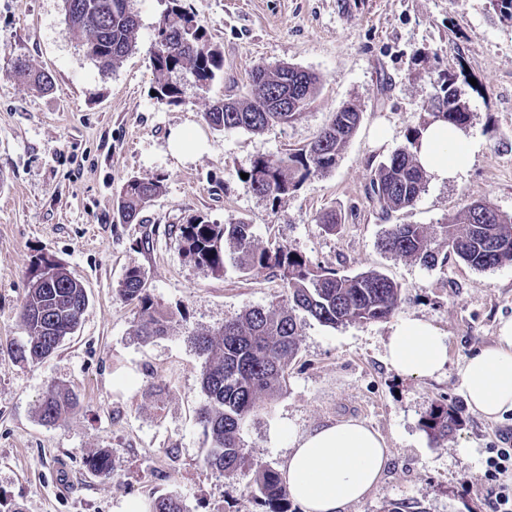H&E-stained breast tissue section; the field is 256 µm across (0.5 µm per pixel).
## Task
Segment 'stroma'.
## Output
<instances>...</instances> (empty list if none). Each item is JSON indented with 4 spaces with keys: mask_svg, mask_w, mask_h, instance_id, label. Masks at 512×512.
<instances>
[{
    "mask_svg": "<svg viewBox=\"0 0 512 512\" xmlns=\"http://www.w3.org/2000/svg\"><path fill=\"white\" fill-rule=\"evenodd\" d=\"M223 53L207 87L181 79L182 101L151 91L150 50L166 0H130L139 21L135 50L109 75L73 39L64 0H0V512H122L177 496L185 512H265L250 474L204 463L210 436L197 418L204 360L190 336L269 307L285 290L271 271L213 274L187 256L179 227L190 216L251 224L259 247L285 246L341 274L375 270L403 289L394 318L331 327L298 313L299 351L288 382L261 400L242 428L253 462L280 469L295 438L341 418L378 432L393 452L379 483L348 512H496L486 474L492 448L512 447V415L492 422L466 408L460 371L512 319V263L476 270L458 257L430 267L386 252L393 224L452 223L475 201L512 216V22L490 0H183ZM48 71L42 93L11 73L15 58ZM294 64L320 79L292 122L262 133L217 131L213 101L241 99L254 66ZM467 102L471 157L457 178L426 181L415 204L384 211L371 191L376 168L409 145V132L447 78ZM362 113L327 173L301 181L280 201L242 178L253 161L312 141L343 105ZM198 132L206 148L179 160L171 130ZM383 128L387 137L375 143ZM164 189L131 224L118 194L130 178ZM335 213L337 226L320 224ZM37 256L58 261L88 295L76 332L40 363L12 360L21 306ZM144 271L154 305L171 316L167 335L132 334L135 304L119 294L130 268ZM421 318L448 338L436 378L398 377L385 344L395 319ZM77 395L75 411L44 424L50 387ZM439 403L461 411L460 427L433 440L424 420ZM109 452L112 473L87 470Z\"/></svg>",
    "mask_w": 512,
    "mask_h": 512,
    "instance_id": "obj_1",
    "label": "stroma"
}]
</instances>
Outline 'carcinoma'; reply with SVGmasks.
Segmentation results:
<instances>
[{
  "mask_svg": "<svg viewBox=\"0 0 512 512\" xmlns=\"http://www.w3.org/2000/svg\"><path fill=\"white\" fill-rule=\"evenodd\" d=\"M168 5L155 29L151 60L158 75L155 98L167 104L181 102L180 86L168 76L187 71L201 87L208 86L221 71L223 56L212 44L204 28L186 10L182 0ZM69 27L107 76L136 47L138 22L129 0H65ZM14 75L33 89L45 92L52 78L19 59ZM319 77L293 65L273 69L256 67L251 74L249 98L243 102L216 100L205 112L207 123L216 130H245L260 133L272 124H287L309 105L318 90ZM434 118L466 128L470 113L459 97L453 79L432 98ZM361 112L346 105L334 113L330 124L307 145L281 156L256 159L247 173L253 191L278 201L294 191L299 182L314 173H324L354 134ZM426 172L415 155L406 149L395 152L371 178L373 194L385 210L397 211L414 205ZM163 191L161 181L128 179L118 197V213L125 223L137 220L144 206ZM186 253L197 264L220 275L227 267L243 275L271 270L286 290L284 304L272 308H250L224 322L212 334L189 337L199 355L205 357L202 390L205 401L198 416L212 439L205 458L207 467L226 476L252 472L256 496L266 512H287V489L273 469L254 464L241 438L245 421L257 410L261 398H274L287 386L288 368L298 353L299 326L295 312L302 311L330 326L351 322H371L389 318L401 303L402 287L386 275L367 271L339 275L313 266L304 255L286 247L274 250L255 245L251 225L238 220L216 224L202 215L190 217L179 228ZM397 257L421 260L428 266L445 263L453 253L470 267L484 270L512 262V217L500 214L487 204L467 206L455 224H393L382 242ZM31 260L28 276L32 283L20 315L26 339L13 342L8 355L37 363L61 345L67 329H76L87 305L85 288L58 265L46 280L41 263ZM120 295L138 307L134 335L147 342L167 334L170 315L154 306L146 294L144 272L129 269L119 288ZM77 397L50 390L40 404L43 423L51 425L73 411ZM461 425L460 411L446 404L434 406L424 421L432 439L448 437ZM87 468L104 476L111 474L106 453H96ZM152 512H185L173 495L154 500Z\"/></svg>",
  "mask_w": 512,
  "mask_h": 512,
  "instance_id": "obj_1",
  "label": "carcinoma"
}]
</instances>
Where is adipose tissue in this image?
<instances>
[{
    "label": "adipose tissue",
    "mask_w": 512,
    "mask_h": 512,
    "mask_svg": "<svg viewBox=\"0 0 512 512\" xmlns=\"http://www.w3.org/2000/svg\"><path fill=\"white\" fill-rule=\"evenodd\" d=\"M471 146L461 129L434 120L421 128L413 152L438 183L454 179ZM391 367L406 377H434L448 362V339L428 321L404 318L386 343ZM460 389L468 408L492 421L512 413V320L494 344L474 351L461 372ZM392 460L383 437L362 421L327 423L295 439L281 477L302 512H345L362 501Z\"/></svg>",
    "instance_id": "adipose-tissue-1"
}]
</instances>
